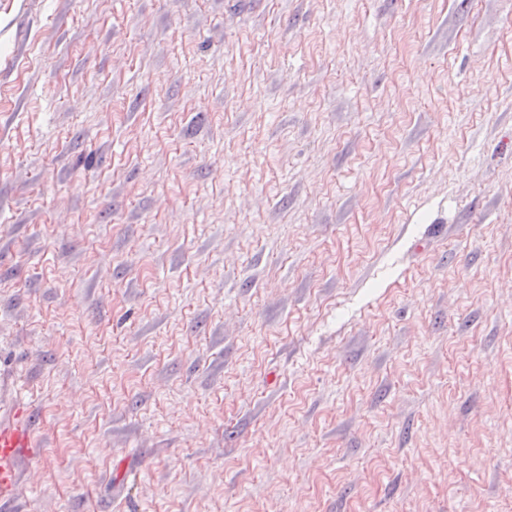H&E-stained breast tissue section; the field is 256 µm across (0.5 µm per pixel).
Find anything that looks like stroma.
I'll list each match as a JSON object with an SVG mask.
<instances>
[{"mask_svg":"<svg viewBox=\"0 0 512 512\" xmlns=\"http://www.w3.org/2000/svg\"><path fill=\"white\" fill-rule=\"evenodd\" d=\"M0 512H512V0H0ZM35 437L31 424L0 422V500H9L19 482V468L25 448H34Z\"/></svg>","mask_w":512,"mask_h":512,"instance_id":"35a3bbf8","label":"stroma"}]
</instances>
